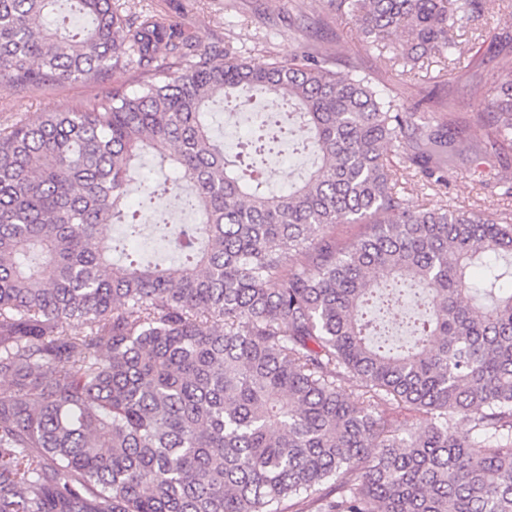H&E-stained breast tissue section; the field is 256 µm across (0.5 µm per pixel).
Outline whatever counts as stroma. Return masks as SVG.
<instances>
[{"label": "stroma", "instance_id": "obj_1", "mask_svg": "<svg viewBox=\"0 0 512 512\" xmlns=\"http://www.w3.org/2000/svg\"><path fill=\"white\" fill-rule=\"evenodd\" d=\"M127 14L167 12L192 33L201 47L224 50L242 59L285 61L306 49L330 59L335 70L358 67L392 91L412 97L460 99L465 111L483 112L500 81L497 62L482 60L478 49L494 30L512 31V0H491L487 14L454 31L456 66L433 54L422 67L391 63L388 50L368 39L351 16L332 15L327 0H126ZM102 91L93 82H64L34 91L0 86V128L35 122L94 99ZM399 185L410 206L434 203L461 207L481 216H499L506 208L505 185L512 167L495 158L466 156L448 176L447 189L425 184L414 171L399 166Z\"/></svg>", "mask_w": 512, "mask_h": 512}]
</instances>
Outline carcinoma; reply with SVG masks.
<instances>
[{"mask_svg":"<svg viewBox=\"0 0 512 512\" xmlns=\"http://www.w3.org/2000/svg\"><path fill=\"white\" fill-rule=\"evenodd\" d=\"M485 4L329 0L412 64ZM483 56L502 81L470 142L453 99L432 128L315 52L226 59L160 11L0 0V86L106 85L0 131V512H512V210L412 208L396 177L512 162V33ZM258 94L288 122L230 160L210 107ZM287 141L312 163L283 191L263 166ZM355 390L437 424L401 437Z\"/></svg>","mask_w":512,"mask_h":512,"instance_id":"cac0c4a2","label":"carcinoma"}]
</instances>
